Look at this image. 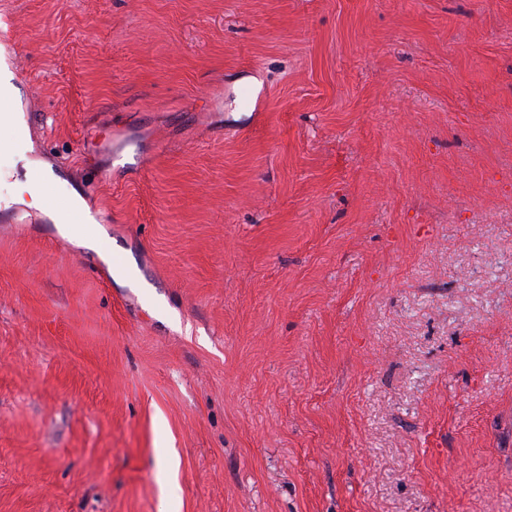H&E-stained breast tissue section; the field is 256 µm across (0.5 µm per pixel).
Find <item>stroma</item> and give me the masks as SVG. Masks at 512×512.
Masks as SVG:
<instances>
[{
  "mask_svg": "<svg viewBox=\"0 0 512 512\" xmlns=\"http://www.w3.org/2000/svg\"><path fill=\"white\" fill-rule=\"evenodd\" d=\"M2 13L68 172L0 204V512H512V0Z\"/></svg>",
  "mask_w": 512,
  "mask_h": 512,
  "instance_id": "stroma-1",
  "label": "stroma"
}]
</instances>
